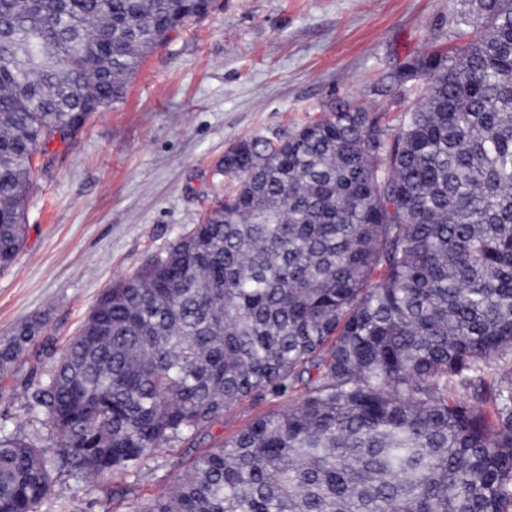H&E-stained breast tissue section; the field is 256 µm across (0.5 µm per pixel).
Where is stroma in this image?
Wrapping results in <instances>:
<instances>
[{
	"instance_id": "obj_1",
	"label": "stroma",
	"mask_w": 512,
	"mask_h": 512,
	"mask_svg": "<svg viewBox=\"0 0 512 512\" xmlns=\"http://www.w3.org/2000/svg\"><path fill=\"white\" fill-rule=\"evenodd\" d=\"M467 0H218L142 62L122 104L93 115L38 154L27 234L0 272V338L41 330L0 373V430L44 433L27 396L76 334L100 294L200 221L231 186L219 166L239 139L273 142L347 102L396 121L410 84L385 85L413 57L448 44ZM287 398H247L209 430L146 459L141 499L168 487L194 456ZM126 476L57 481L39 512H126L108 490Z\"/></svg>"
}]
</instances>
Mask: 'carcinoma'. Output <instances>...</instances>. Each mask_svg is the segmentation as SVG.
Wrapping results in <instances>:
<instances>
[{"instance_id": "carcinoma-1", "label": "carcinoma", "mask_w": 512, "mask_h": 512, "mask_svg": "<svg viewBox=\"0 0 512 512\" xmlns=\"http://www.w3.org/2000/svg\"><path fill=\"white\" fill-rule=\"evenodd\" d=\"M215 0H0V271L33 161L123 102ZM412 59L395 126L341 104L224 153L201 223L105 289L31 393L44 444L0 434V512L64 473L140 480L242 400L298 392L129 512H512V0H471ZM31 322L0 340V370Z\"/></svg>"}]
</instances>
